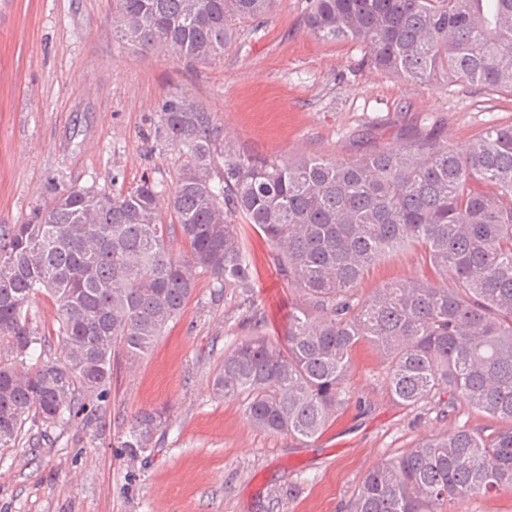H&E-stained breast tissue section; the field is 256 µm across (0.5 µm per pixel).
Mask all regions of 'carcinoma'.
<instances>
[{"label":"carcinoma","instance_id":"carcinoma-1","mask_svg":"<svg viewBox=\"0 0 512 512\" xmlns=\"http://www.w3.org/2000/svg\"><path fill=\"white\" fill-rule=\"evenodd\" d=\"M278 0H114L112 31L143 53L206 63L240 24ZM304 24L326 42L364 50L363 64L416 85L466 82L512 95V0H311ZM164 137L181 164L160 207V183L72 188L23 224L0 225V447L26 420L55 428L83 394L104 398L112 362L146 354L188 304L197 277L250 297L254 274L238 219L266 235L272 264L300 292L277 340L262 332L224 352L215 394L243 399L248 423L317 438L346 403L354 349L386 364L394 401H460L496 424L422 438L363 478L347 512H449L512 486V125L487 127L466 150L434 123L354 161L243 156L212 112L182 94L163 99ZM187 245L173 257L167 239ZM430 275L392 281L364 299L368 269L409 245ZM59 306L61 355L46 353L29 308ZM162 425L131 421L135 460Z\"/></svg>","mask_w":512,"mask_h":512}]
</instances>
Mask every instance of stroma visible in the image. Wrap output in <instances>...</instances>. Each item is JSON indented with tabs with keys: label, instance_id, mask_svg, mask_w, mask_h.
<instances>
[{
	"label": "stroma",
	"instance_id": "35a3bbf8",
	"mask_svg": "<svg viewBox=\"0 0 512 512\" xmlns=\"http://www.w3.org/2000/svg\"><path fill=\"white\" fill-rule=\"evenodd\" d=\"M309 0H279L242 24L223 58L187 63L140 55L112 35V0H0V224H20L71 187L130 191L142 177L176 185L181 159L161 132L168 93L214 112L250 157L352 160L362 137L389 148L436 122L463 150L492 124H512V95L439 81L415 86L361 66L350 42L311 36ZM256 272L253 303L200 276L192 299L150 351L114 365L106 398L50 430L27 422L0 448V512H344L368 470L420 438L491 420L459 405L397 404L380 354L359 345L350 400L311 442L252 427L241 401L213 393L225 349L259 328L283 334L295 288L268 263V245L242 228ZM423 247L378 263L358 292L421 277ZM162 414L152 448L129 460L130 421Z\"/></svg>",
	"mask_w": 512,
	"mask_h": 512
}]
</instances>
